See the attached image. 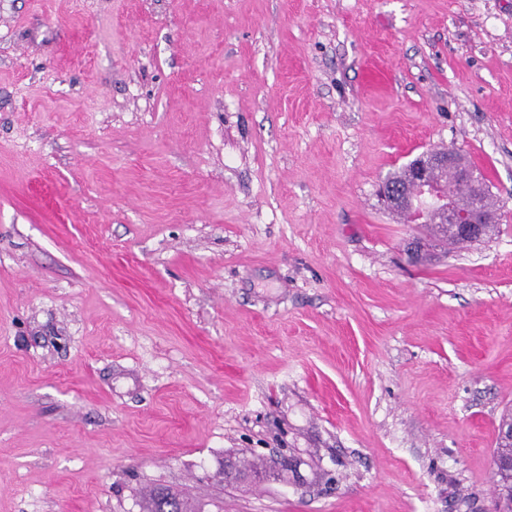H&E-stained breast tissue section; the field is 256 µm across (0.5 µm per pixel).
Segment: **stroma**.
<instances>
[{"label":"stroma","mask_w":512,"mask_h":512,"mask_svg":"<svg viewBox=\"0 0 512 512\" xmlns=\"http://www.w3.org/2000/svg\"><path fill=\"white\" fill-rule=\"evenodd\" d=\"M510 408L512 0H0V512H495ZM406 166V178L405 167L386 177L391 182H403L405 179L403 185L387 188L388 182L379 184L378 197L386 209L409 212L411 224L430 227L446 224L452 228L456 238L471 240L479 237L482 229L490 224L493 225L484 229L481 240L492 235L494 224L499 222V213L481 207L486 185L460 153L429 149ZM448 168L454 172L449 182L439 176L442 172L448 173ZM426 200L430 206L423 205ZM435 214H438L436 219ZM148 512H191V506L176 494L168 491H154L149 499Z\"/></svg>","instance_id":"obj_1"}]
</instances>
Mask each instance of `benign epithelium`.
<instances>
[{
  "instance_id": "7a95c632",
  "label": "benign epithelium",
  "mask_w": 512,
  "mask_h": 512,
  "mask_svg": "<svg viewBox=\"0 0 512 512\" xmlns=\"http://www.w3.org/2000/svg\"><path fill=\"white\" fill-rule=\"evenodd\" d=\"M485 189L460 153L429 149L408 163L403 184L381 182L378 197L390 211L409 212L413 224H445L456 237L471 240L499 222L498 212L481 207Z\"/></svg>"
}]
</instances>
